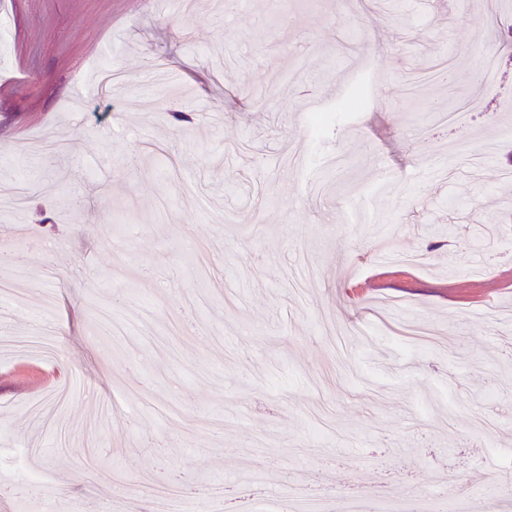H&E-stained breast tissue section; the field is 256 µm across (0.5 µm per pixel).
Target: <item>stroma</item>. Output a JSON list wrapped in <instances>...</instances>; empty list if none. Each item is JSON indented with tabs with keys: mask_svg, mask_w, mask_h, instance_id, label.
<instances>
[{
	"mask_svg": "<svg viewBox=\"0 0 512 512\" xmlns=\"http://www.w3.org/2000/svg\"><path fill=\"white\" fill-rule=\"evenodd\" d=\"M0 20V187L25 190L0 207L22 252L0 334L55 346L0 351V512L148 502L170 476L202 487L194 512L216 483L241 512L512 498V0H0ZM105 57L122 82L100 93ZM460 138L497 147L436 172ZM448 472L462 495H429Z\"/></svg>",
	"mask_w": 512,
	"mask_h": 512,
	"instance_id": "1",
	"label": "stroma"
}]
</instances>
